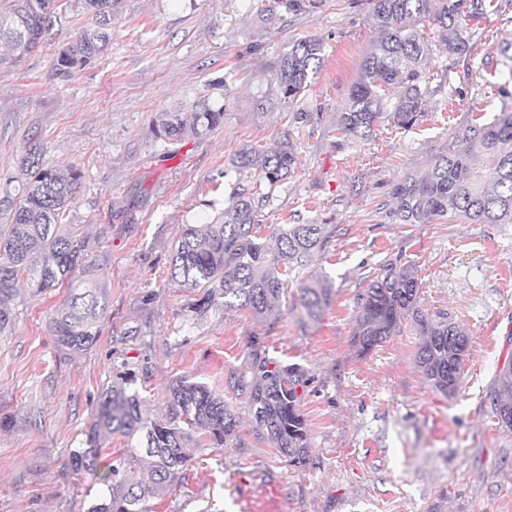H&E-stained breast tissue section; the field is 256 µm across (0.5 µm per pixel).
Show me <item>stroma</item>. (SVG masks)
I'll list each match as a JSON object with an SVG mask.
<instances>
[{
    "label": "stroma",
    "instance_id": "obj_1",
    "mask_svg": "<svg viewBox=\"0 0 512 512\" xmlns=\"http://www.w3.org/2000/svg\"><path fill=\"white\" fill-rule=\"evenodd\" d=\"M300 2L115 0L109 44L68 77L55 74L53 57L89 22L79 0L48 46L15 61L0 45V179L23 182L19 161L30 152L82 171L68 221L103 264L109 292L98 340L81 351L60 349L49 330L65 289L20 295L0 338V512H87L98 474L74 470L72 452L126 368L150 419H167L168 389L185 376L223 396L239 420L233 442L195 447L155 512H269L275 491L284 512H512V433L489 404L512 360V224H401L391 195L405 175H425L457 149L455 130L512 112V0H494L470 22L465 55L448 54L427 28L423 117L408 130L381 122L365 141L344 136L338 121L380 38L368 0ZM309 37L323 41L324 65L308 91L285 101L255 73ZM203 99L223 105L221 127L202 140L157 138L159 113ZM285 140L298 157L287 178L271 185L234 167L242 148ZM240 188L266 199L267 244L297 222L323 225L327 238L289 282L275 321L193 313L195 292L169 275L185 225L220 215ZM391 262L412 267L423 309L470 338L455 397L417 368L421 338L410 325L367 354L352 345L357 297ZM313 275L335 291L316 320L298 292ZM260 354L306 373V466L255 432L238 381Z\"/></svg>",
    "mask_w": 512,
    "mask_h": 512
}]
</instances>
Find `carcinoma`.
<instances>
[{
    "label": "carcinoma",
    "mask_w": 512,
    "mask_h": 512,
    "mask_svg": "<svg viewBox=\"0 0 512 512\" xmlns=\"http://www.w3.org/2000/svg\"><path fill=\"white\" fill-rule=\"evenodd\" d=\"M60 0H0V43L19 60L45 44L60 19ZM491 0H371L372 18L380 40L364 58L339 128L347 136L367 139L383 119L400 128L423 116L427 85L420 71L429 53L425 25L438 31L449 54L470 49L467 21L482 17ZM90 23L60 48L54 70L70 75L92 62L108 45L112 0H84ZM324 62V45L317 38L288 44L271 65L276 91L290 101L316 78ZM396 88L393 98L386 91ZM224 123V107L193 106L191 120L180 112H164L157 134L173 139H204ZM460 148L437 157L422 177L404 176L392 188L394 216L401 224H427L437 219H461L469 224H512V113L503 112L487 124H471L455 132ZM239 165L255 167L268 183L285 179L297 166L288 145L274 152L247 149ZM27 177L18 194L11 183L0 189V336L9 335L18 284L45 292L61 284L67 296L49 317L58 345L84 350L99 336V323L108 309V292L101 268L89 260L83 237L65 223L67 211L82 182L75 167L26 161ZM264 198L240 190L231 206L205 224H187L171 257V280L198 292L191 303L196 314L213 308L246 310L263 321L281 316V298L288 277L325 246L320 224H286L269 251L258 215ZM421 283L409 266L387 264L358 295L359 312L353 343L362 352L386 342L410 321L423 336L416 366L427 382L449 397L464 380L469 337L445 317L430 316L420 306ZM334 296L324 277H310L299 287V301L310 318H317ZM251 380L241 384L252 410L255 431L272 447L301 467L310 457V438L300 412L306 374L266 356L250 367ZM130 372H118L102 393L95 419L83 447L73 451L75 470L94 469L104 442L121 437L130 444L98 475L100 495L89 512H153L151 501L173 491L193 453L187 437L201 435L214 448L237 437L239 422L224 403L202 383L184 377L168 390L169 420L150 421L142 413V397ZM492 415L512 432V364L497 374L491 397Z\"/></svg>",
    "instance_id": "carcinoma-1"
}]
</instances>
